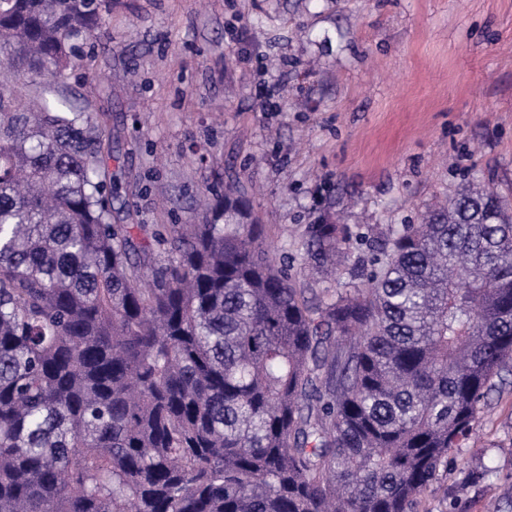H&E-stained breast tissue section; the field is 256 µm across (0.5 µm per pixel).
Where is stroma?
Segmentation results:
<instances>
[{
    "label": "stroma",
    "instance_id": "1",
    "mask_svg": "<svg viewBox=\"0 0 512 512\" xmlns=\"http://www.w3.org/2000/svg\"><path fill=\"white\" fill-rule=\"evenodd\" d=\"M63 94L105 113L116 224H197L240 181L294 280L321 218L416 224L466 184L512 200V0H112ZM494 475L461 488L481 464ZM512 386L420 512H512Z\"/></svg>",
    "mask_w": 512,
    "mask_h": 512
}]
</instances>
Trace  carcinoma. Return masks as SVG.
I'll return each instance as SVG.
<instances>
[{"instance_id":"cac0c4a2","label":"carcinoma","mask_w":512,"mask_h":512,"mask_svg":"<svg viewBox=\"0 0 512 512\" xmlns=\"http://www.w3.org/2000/svg\"><path fill=\"white\" fill-rule=\"evenodd\" d=\"M111 9L0 0V512H419L512 371V202L310 224L319 292L236 186L114 224L102 114L55 90Z\"/></svg>"}]
</instances>
